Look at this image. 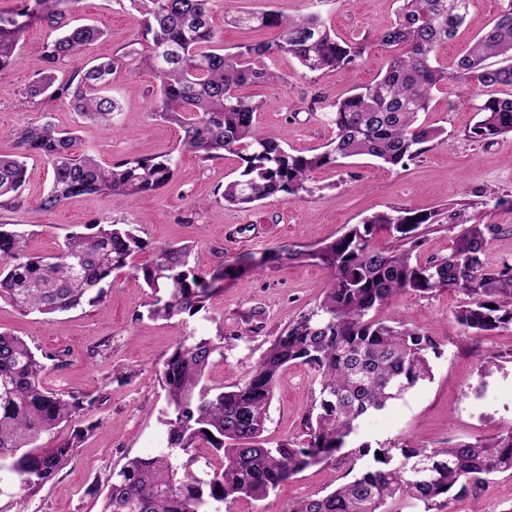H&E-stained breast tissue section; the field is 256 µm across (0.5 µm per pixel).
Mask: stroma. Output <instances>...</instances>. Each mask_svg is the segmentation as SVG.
I'll use <instances>...</instances> for the list:
<instances>
[{
	"mask_svg": "<svg viewBox=\"0 0 512 512\" xmlns=\"http://www.w3.org/2000/svg\"><path fill=\"white\" fill-rule=\"evenodd\" d=\"M246 10L273 9L299 17L320 11L336 35L347 41L373 39L377 29L396 17L397 0H239ZM503 0H473L468 20L440 56L453 63L495 18ZM66 18L93 22L105 36L87 46L58 72L67 80L74 71L128 50L138 36L135 11L127 0H67ZM56 30L30 26L18 45L16 66L0 71V154L16 150L14 132L45 119L77 129L80 151L103 164L133 157L178 154L172 181L151 195H86L64 206L41 210L50 186L51 169L42 159L27 162L28 180L18 201L0 209V222L25 225L31 231V252L56 254L73 231L98 219L137 227L150 248L188 244L191 263L209 272L241 253L256 255L282 245L314 247L334 240L346 226L404 207L435 214L436 221L418 229L420 258L450 253L461 222L496 224L500 231L483 256L487 266L512 263V134L491 142L467 138L476 116L468 85L452 82L436 91L421 121L443 128L445 142H432L403 168L365 157L342 160L315 176L314 190L297 201L267 199L248 208L224 203L219 191L235 178L236 156L207 163L179 155L180 129L156 117L159 98L154 75L136 64L113 74L105 96L121 105L115 130L104 134L68 106L42 98L26 99L25 90L42 71L45 42ZM386 51L377 45L358 66L309 72L296 59L274 62L280 81L248 87L247 95L264 102L258 124L289 152L310 154L333 136L326 114L333 102L385 71ZM329 272L309 262L265 268L262 276H244L226 283L206 312L171 320L148 318L151 296L142 279L113 275L104 302L62 314H23L0 303V331L24 339L33 350L61 351L66 363L49 368L46 386L68 394L98 396V405L84 422L100 427L77 448L54 481L25 495L16 477L0 472V512H14L24 498L26 512H100L103 491L126 457H151L168 450L167 405L159 382L165 358L176 341L224 331V353L214 357L204 380L219 389L244 380L269 343L300 315L315 309L323 297ZM461 293L438 291L419 297L398 295L383 314L434 336L440 353L432 358V377L380 412L361 419L355 443L377 448L408 440L429 448L445 447L477 437H493L512 427V327L476 336L457 327L455 308ZM313 388L310 369L294 365L276 382L264 433L276 443L296 439ZM346 480V466L327 460L282 482L268 496L243 497L226 505L212 503L211 512H288L298 500L324 495ZM512 512V473L489 479L463 493L441 512Z\"/></svg>",
	"mask_w": 512,
	"mask_h": 512,
	"instance_id": "stroma-1",
	"label": "stroma"
}]
</instances>
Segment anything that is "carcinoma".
Segmentation results:
<instances>
[{
    "instance_id": "1",
    "label": "carcinoma",
    "mask_w": 512,
    "mask_h": 512,
    "mask_svg": "<svg viewBox=\"0 0 512 512\" xmlns=\"http://www.w3.org/2000/svg\"><path fill=\"white\" fill-rule=\"evenodd\" d=\"M224 15L241 26L276 28L278 40L255 42L226 53L212 15L219 2ZM68 0H20L0 12V71L18 62L17 47L35 22L62 33L46 43L44 68L26 89L28 98L61 100L84 118L110 132L114 99L100 87L125 59L150 70L159 81L160 105L153 112L177 125L181 150L201 162L229 153L241 161L238 178L224 185L220 197L230 205L270 198L294 201L313 191V174L340 158L370 156L394 168L425 151L444 131L418 122L430 109L434 92L450 81L475 88L478 119L467 136L489 142L512 133V0L458 58L453 70L440 65L441 48L465 23L473 0H400L396 20L377 31V44L394 48L385 72L372 83L332 104L328 122L334 137L325 150L289 153L264 132L255 114L264 104L243 90L279 75L268 61L291 56L310 72L353 68L366 52L361 42L336 39L318 13L287 17L272 10L242 12L235 0H128L138 14L142 49L135 47L71 75L58 83L54 72L82 47L104 36L94 24L67 26L61 6ZM501 58V65L487 64ZM18 152L0 155V208L18 200L26 182V159L39 156L51 167V185L40 208L53 210L67 200L90 194L137 197L163 189L173 178L172 155L132 158L110 166L78 152V136L51 121L14 133ZM428 214L393 208L354 224L333 241L313 249L281 247L257 257L241 254L211 273L189 266L190 248H153L152 259L138 264L148 244L131 224L95 220L83 232L66 235L59 252L40 256L29 250L31 233L20 224H0V303L22 313L54 314L106 297L112 273L127 269L143 279L154 301L153 319L194 316L227 280L262 272L268 263L305 261L330 272L317 309L302 314L271 342L257 367L242 382L220 391L202 383L215 355H223L224 327L215 336L180 340L163 363L161 382L169 417L172 454L129 457L112 473L102 512H210L212 502L230 504L241 496L260 499L312 464L331 459L346 447L358 421L384 410L419 382L431 378L430 357L440 343L425 331L396 326L382 309L401 293L425 296L456 291L465 296L453 312L463 330L486 335L512 326V264L484 266L495 224H464L451 252L424 261L414 255L421 241L414 231ZM59 367L63 355L37 354L21 338L0 332V470L15 474L21 487L37 493L68 464L74 450L98 428L74 426L57 440L60 427L92 410L97 399L46 388L47 362ZM315 372L301 419V442L274 447L263 439L275 383L291 365ZM210 435H205V432ZM205 446L220 460L208 479L193 469L195 450ZM376 467L354 471L371 452ZM353 478L334 491L298 501L289 512H404L441 509L450 494L477 488L495 473L512 472V427L490 439L476 438L446 448H426L394 441L372 448L361 444L344 453Z\"/></svg>"
}]
</instances>
